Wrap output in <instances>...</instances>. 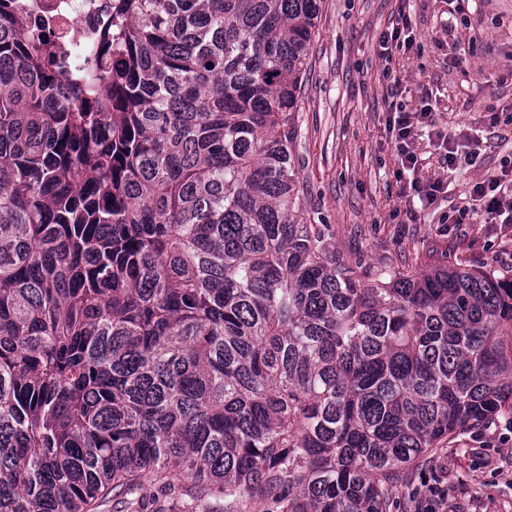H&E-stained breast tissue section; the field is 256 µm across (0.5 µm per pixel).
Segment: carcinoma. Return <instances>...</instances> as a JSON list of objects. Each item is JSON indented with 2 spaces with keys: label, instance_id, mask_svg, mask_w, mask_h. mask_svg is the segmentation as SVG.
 Listing matches in <instances>:
<instances>
[{
  "label": "carcinoma",
  "instance_id": "carcinoma-1",
  "mask_svg": "<svg viewBox=\"0 0 512 512\" xmlns=\"http://www.w3.org/2000/svg\"><path fill=\"white\" fill-rule=\"evenodd\" d=\"M319 2L106 0L78 53L0 0V512L143 476L386 512L406 466L512 415V275L352 263L302 223Z\"/></svg>",
  "mask_w": 512,
  "mask_h": 512
}]
</instances>
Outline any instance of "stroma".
<instances>
[{"label":"stroma","instance_id":"obj_1","mask_svg":"<svg viewBox=\"0 0 512 512\" xmlns=\"http://www.w3.org/2000/svg\"><path fill=\"white\" fill-rule=\"evenodd\" d=\"M401 12L416 41L388 61L377 40ZM456 42L464 53L453 63ZM310 62L292 147L305 223L325 225L352 262L421 266L444 254L452 264L512 270V224L487 223L471 205L473 186L512 159V0H478L465 12L455 0H322ZM489 72L504 82L486 83ZM425 88L436 98L438 129L479 132L485 142L477 164L461 153L452 172L422 144L419 178L448 182L444 197L424 208L402 189L387 118L393 104L417 108ZM504 423L492 417L406 467L390 512H416L412 493L427 481L447 485L445 512H512V440L496 438ZM136 495L150 512L196 507L176 478L167 490L142 481Z\"/></svg>","mask_w":512,"mask_h":512}]
</instances>
